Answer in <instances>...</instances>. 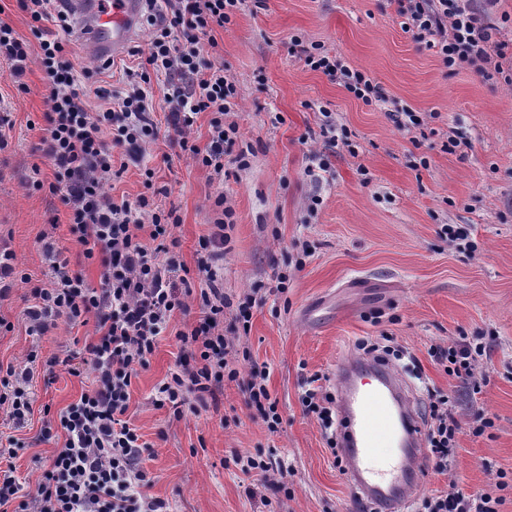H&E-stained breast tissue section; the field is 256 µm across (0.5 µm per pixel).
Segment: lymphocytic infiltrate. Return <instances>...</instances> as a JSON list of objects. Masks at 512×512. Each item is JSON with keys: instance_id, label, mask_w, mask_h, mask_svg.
Wrapping results in <instances>:
<instances>
[{"instance_id": "f902f5d3", "label": "lymphocytic infiltrate", "mask_w": 512, "mask_h": 512, "mask_svg": "<svg viewBox=\"0 0 512 512\" xmlns=\"http://www.w3.org/2000/svg\"><path fill=\"white\" fill-rule=\"evenodd\" d=\"M402 28L413 40L436 50L449 73L466 69L484 79L499 76L512 86V66L504 67L508 42L498 40V25L489 18L496 0H394ZM245 0H146L151 28L147 55L137 69H126L124 91L90 87L92 72H76L67 56L73 32L69 17L55 11L54 0H21L39 40L37 57L46 81V127L39 150L53 170L51 193L60 195L70 210V231L85 262L101 268L99 287H90L81 270L63 258L52 236L40 243L50 261L47 283L31 287L34 303L27 314L33 327L47 331L51 321L70 325L96 321L95 341L86 345L94 372V387L47 419L42 440L61 432L64 444L43 464L34 492H23L8 464L15 446L0 448V512H164V501L145 489L151 479L142 466L144 444L127 419L130 387L139 369L147 367L158 339L175 314L198 307L200 316L178 332L180 354L170 376L154 388L155 406L169 408L174 418L196 412L223 390L225 382H240L247 407L256 409L269 431L282 422L278 403L266 386V372L252 368L241 378L232 365L234 340L224 333V310L232 305L224 294L218 263L229 241L233 213L223 195L212 231L199 242L195 267L181 262L170 240L179 218L175 211L152 208L148 198L115 199L107 190L115 172L113 151L123 149L140 163L144 146L166 131L171 147L209 168L213 179L224 178V157L238 138L233 116L240 92L223 64L204 55L215 29H229ZM55 20L58 31L46 35L43 21ZM291 53L310 70L321 72L365 105L387 102L383 88L343 58L329 55L323 45L294 35ZM30 46L7 23L0 21V59L11 66L19 92H28L22 77ZM164 79L162 99L153 95L152 78ZM105 101L91 111L88 94ZM163 112L156 121L155 112ZM211 113L209 141L198 146L190 139L198 114ZM485 348L452 343L436 348L449 377L476 385V370ZM37 352L25 367L7 366L0 375V407L15 425H24L32 410L28 387ZM455 399H430L427 433L429 460L437 472L450 469L461 424ZM499 498L466 494L449 487L432 497L429 512H497Z\"/></svg>"}]
</instances>
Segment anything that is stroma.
I'll return each instance as SVG.
<instances>
[{
  "mask_svg": "<svg viewBox=\"0 0 512 512\" xmlns=\"http://www.w3.org/2000/svg\"><path fill=\"white\" fill-rule=\"evenodd\" d=\"M297 33L370 75L391 102L428 113L423 129L399 130L387 107L365 105L306 68L289 50ZM214 37L209 55L223 62L242 97L236 146L252 147L249 168L239 169L226 155V178L214 181L160 137L146 145L139 167L115 150V163L125 169L111 194L129 200L144 194L161 209H175L176 252L190 267L211 229L214 198L223 194L234 212L223 261L231 299L287 270V293L257 302L250 329L236 341L248 352L237 362L241 373L254 365L267 370L282 423L269 431L233 383L199 414L178 421L153 406L155 385L175 366L176 333L199 313L174 316L131 386L127 417L149 444L147 494L166 501L171 512H354L352 491L301 397L314 378L335 390L337 360L358 355L359 341L386 336L400 352L392 364L417 406L427 403L430 390L455 391L463 426L450 471L429 472L406 512H428V499L451 485L466 494L491 493L501 500L498 512H512V87L469 70L449 74L435 51L402 30L389 0H247L229 30ZM24 81L26 94L0 61V114L9 120L0 129L8 139L0 150V247L30 277L26 284L14 281L0 299V318L11 325L0 330V364L23 365L32 350L40 356L29 386L32 413L19 427L0 411V439L19 440L14 474L28 493L41 462L61 445L40 438L44 407L59 411L92 388L91 373L75 377L63 365L49 372L44 362L84 357L96 330L92 319L78 326L60 321L43 334L32 330L29 287L49 273L38 239L50 233L91 286L99 285L101 269L81 263L69 210L48 189L52 170L38 150L47 106L37 61H30ZM324 108L351 130L355 151L325 145ZM451 136L460 145L448 153L442 145ZM313 150L331 163L329 178L317 183L304 174ZM36 166L40 189L31 183ZM145 166L155 172L149 189ZM313 194L321 198L314 212L308 209ZM446 224L467 228L474 252L449 246L441 235ZM300 253L303 267H287ZM481 337L490 347L476 394L452 385L430 350ZM478 412L494 422L480 436L470 429ZM257 453L284 463L289 494L235 462Z\"/></svg>",
  "mask_w": 512,
  "mask_h": 512,
  "instance_id": "stroma-1",
  "label": "stroma"
}]
</instances>
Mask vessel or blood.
<instances>
[{
    "instance_id": "vessel-or-blood-1",
    "label": "vessel or blood",
    "mask_w": 512,
    "mask_h": 512,
    "mask_svg": "<svg viewBox=\"0 0 512 512\" xmlns=\"http://www.w3.org/2000/svg\"><path fill=\"white\" fill-rule=\"evenodd\" d=\"M89 53L123 56L140 32L142 0H62ZM337 444L346 480L372 512H403L428 475L425 427L399 374L376 359L336 363Z\"/></svg>"
}]
</instances>
